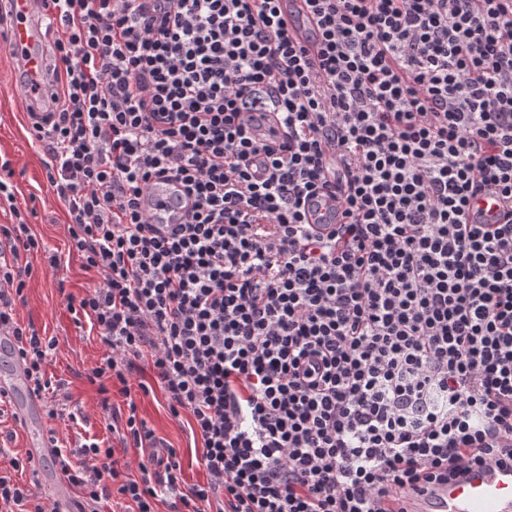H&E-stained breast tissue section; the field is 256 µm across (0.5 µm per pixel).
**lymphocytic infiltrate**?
<instances>
[{
    "label": "lymphocytic infiltrate",
    "instance_id": "lymphocytic-infiltrate-1",
    "mask_svg": "<svg viewBox=\"0 0 512 512\" xmlns=\"http://www.w3.org/2000/svg\"><path fill=\"white\" fill-rule=\"evenodd\" d=\"M58 18L46 113L69 241L101 278L78 309L119 383L103 420L137 463L99 443L56 448L88 506L131 512H392L395 495L512 458V0H305L316 53L279 0H37ZM281 143H269L276 129ZM160 179L192 200L152 224ZM341 196L328 233L305 219ZM41 243L0 225V329L54 419L56 337L13 317ZM151 363L189 415L207 481L138 415ZM0 468V512H46ZM279 8L285 30L293 42L306 49L313 48L317 33L316 18L302 0H280Z\"/></svg>",
    "mask_w": 512,
    "mask_h": 512
}]
</instances>
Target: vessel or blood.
<instances>
[{
  "label": "vessel or blood",
  "instance_id": "vessel-or-blood-1",
  "mask_svg": "<svg viewBox=\"0 0 512 512\" xmlns=\"http://www.w3.org/2000/svg\"><path fill=\"white\" fill-rule=\"evenodd\" d=\"M281 18L293 42L310 49L317 33L316 18L304 0H279ZM13 21L8 46L17 53L24 77L21 104L37 110L44 98L49 70L42 47L43 32L52 25L51 8L34 0H10ZM192 202L172 180L157 181L146 200V208L159 224L181 223ZM8 362L0 368V400L7 402L26 438L27 455L37 467V479L57 512H82V502L69 480L48 468L53 446L45 425V400L30 383L14 336L0 331V354ZM401 512H512V460L500 464L473 465L444 483L426 484L399 493Z\"/></svg>",
  "mask_w": 512,
  "mask_h": 512
}]
</instances>
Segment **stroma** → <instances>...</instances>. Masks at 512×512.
<instances>
[{
	"mask_svg": "<svg viewBox=\"0 0 512 512\" xmlns=\"http://www.w3.org/2000/svg\"><path fill=\"white\" fill-rule=\"evenodd\" d=\"M15 66L5 33L0 30V180L12 185L17 206L28 214L35 233L45 244L43 252L28 257L32 272L13 314L21 325H34L41 335L59 340L46 373L69 380L71 395L81 404L84 414L83 419L74 422L52 420L61 445L86 438L97 440L102 447L117 449L121 443L106 429L100 412L102 396L97 385L86 377L88 370L101 360L104 347L99 337L90 333L88 324L76 323L67 305L68 296H82L93 279L81 259L68 250L65 208L47 181L49 157L31 138V121L20 105L12 78ZM52 254L58 258L54 267L48 263ZM139 415L157 437L176 448L185 482L205 483L201 444L193 440L185 419L171 416L161 391L142 398Z\"/></svg>",
	"mask_w": 512,
	"mask_h": 512,
	"instance_id": "stroma-1",
	"label": "stroma"
}]
</instances>
